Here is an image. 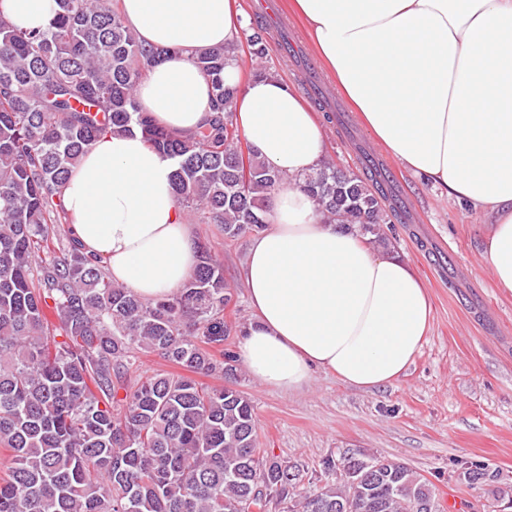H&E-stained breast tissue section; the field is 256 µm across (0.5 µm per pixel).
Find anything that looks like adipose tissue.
<instances>
[{
    "instance_id": "obj_1",
    "label": "adipose tissue",
    "mask_w": 512,
    "mask_h": 512,
    "mask_svg": "<svg viewBox=\"0 0 512 512\" xmlns=\"http://www.w3.org/2000/svg\"><path fill=\"white\" fill-rule=\"evenodd\" d=\"M316 50L369 131L449 200L488 213L483 257L512 292V0H296ZM55 0H0V16L46 28ZM143 44L165 49L136 96L157 124L188 134L208 117L211 86L193 56L241 41L239 0H120ZM237 120L249 147L286 179L268 203L240 272L256 319L238 356L261 384L293 393L325 371L359 389L397 380L427 336L426 288L402 255L356 229L322 223L300 181L324 154L320 125L280 78L241 82ZM70 231L114 281L145 299L176 291L197 239L171 165L140 134L101 137L63 189Z\"/></svg>"
}]
</instances>
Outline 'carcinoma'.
<instances>
[{
	"label": "carcinoma",
	"mask_w": 512,
	"mask_h": 512,
	"mask_svg": "<svg viewBox=\"0 0 512 512\" xmlns=\"http://www.w3.org/2000/svg\"><path fill=\"white\" fill-rule=\"evenodd\" d=\"M163 51L143 45L112 0H55L47 28L0 17V512H443L435 485L395 459L344 452L323 460L334 479L298 493L300 469L261 453L253 404L224 340L232 300L223 266L205 241L172 295L151 300L114 285L104 261L65 230L62 191L99 138L138 132L172 161L180 204L228 239L267 224L266 202L285 179L248 152L238 164L237 89L224 86L236 49L194 58L211 85L210 118L190 135L157 125L135 92ZM303 189L329 224L386 243L392 223L381 174L324 164ZM53 313L51 322L47 313ZM141 353L181 374L155 373L117 398ZM220 373L205 387L195 376ZM457 479L512 512V489L480 461Z\"/></svg>",
	"instance_id": "1"
}]
</instances>
